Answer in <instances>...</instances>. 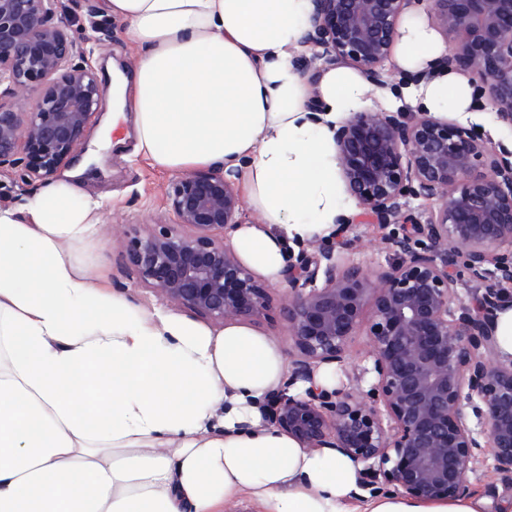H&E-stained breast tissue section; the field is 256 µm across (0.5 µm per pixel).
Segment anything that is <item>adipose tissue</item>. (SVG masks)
Here are the masks:
<instances>
[{"mask_svg": "<svg viewBox=\"0 0 512 512\" xmlns=\"http://www.w3.org/2000/svg\"><path fill=\"white\" fill-rule=\"evenodd\" d=\"M127 25L133 77L114 111L133 115L137 149L169 173L238 172L261 215L233 245L272 284L287 246L329 237L352 206L332 127L371 96L362 73L295 58L311 0H105ZM446 45L424 17L400 27L396 56L426 77L405 101L467 113L468 81L432 70ZM318 94L323 115L307 102ZM74 173L0 208V512H512L482 493L438 501L361 496L358 465L307 450L264 420L284 389L278 341L252 326L214 328L132 304L78 252L104 221Z\"/></svg>", "mask_w": 512, "mask_h": 512, "instance_id": "1", "label": "adipose tissue"}]
</instances>
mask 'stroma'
Instances as JSON below:
<instances>
[{"label":"stroma","instance_id":"1","mask_svg":"<svg viewBox=\"0 0 512 512\" xmlns=\"http://www.w3.org/2000/svg\"><path fill=\"white\" fill-rule=\"evenodd\" d=\"M101 2L82 0L80 9L68 14L66 21L77 31L88 26L90 21H98L106 56L121 68H128L131 47L124 26L103 13ZM85 156L93 160L96 169L83 173L84 188L110 199L112 215L121 220L116 228L109 224L102 226L95 246L85 252V259L95 272L103 275L113 292L142 307L165 308V301L140 283L128 263L125 241L127 234L170 223L166 192L172 174L151 168L136 154L133 115L129 112L117 120L111 113H104L100 124L87 133ZM350 215L354 222L344 234L345 239L354 243L353 250L348 253L350 262L362 266L387 265L393 257L392 251L370 247L371 242L384 238L386 228L372 223L360 206H353Z\"/></svg>","mask_w":512,"mask_h":512}]
</instances>
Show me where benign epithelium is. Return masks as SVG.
Listing matches in <instances>:
<instances>
[{"label":"benign epithelium","instance_id":"1","mask_svg":"<svg viewBox=\"0 0 512 512\" xmlns=\"http://www.w3.org/2000/svg\"><path fill=\"white\" fill-rule=\"evenodd\" d=\"M304 43L320 51L300 69L343 61L374 86L386 84L398 22L409 10L433 17L451 39L440 65L471 76L512 126V0H312ZM63 0H0V166L30 181L71 166L103 113L96 27L74 34L54 17ZM31 90L34 107L3 102ZM341 177L377 224H395V260L363 269L343 262L345 242H320L286 274L282 312L293 361L269 421L308 450L335 448L360 465L371 493L452 499L486 458L512 478V364L500 360L494 321L512 277V150L487 145L477 127L427 111L352 112L334 128ZM484 167L481 174L476 166ZM435 206L409 230L401 201ZM170 224L128 237L126 257L140 282L172 304L216 323L254 320L272 288L226 246L221 233L243 211L232 177L220 170L179 176L169 187ZM487 285L461 300L452 271ZM366 329L365 365L350 385L314 384L322 366L346 369L348 347Z\"/></svg>","mask_w":512,"mask_h":512}]
</instances>
